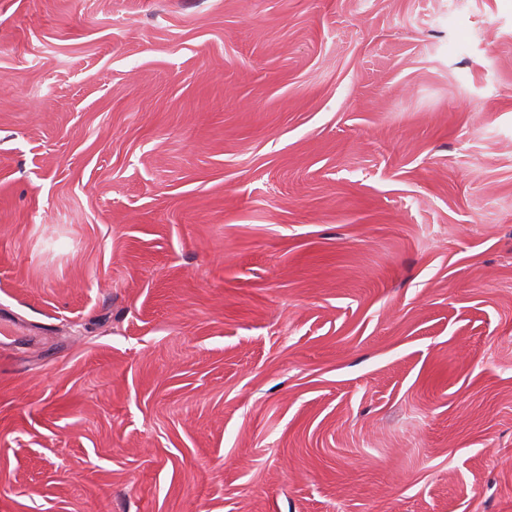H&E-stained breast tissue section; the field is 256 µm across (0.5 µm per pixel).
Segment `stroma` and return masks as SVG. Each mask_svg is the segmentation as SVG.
Wrapping results in <instances>:
<instances>
[{
  "label": "stroma",
  "mask_w": 512,
  "mask_h": 512,
  "mask_svg": "<svg viewBox=\"0 0 512 512\" xmlns=\"http://www.w3.org/2000/svg\"><path fill=\"white\" fill-rule=\"evenodd\" d=\"M0 512H512V0H0Z\"/></svg>",
  "instance_id": "35a3bbf8"
}]
</instances>
